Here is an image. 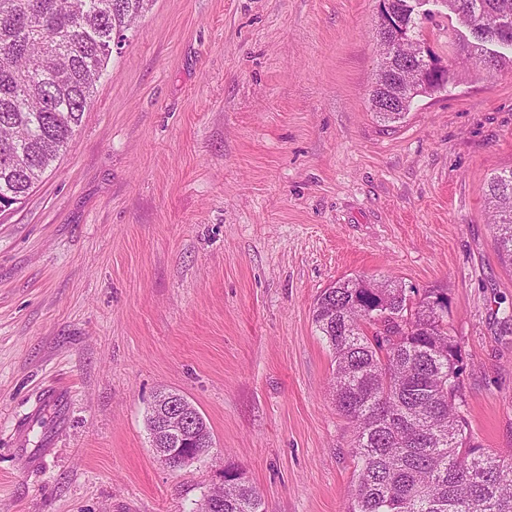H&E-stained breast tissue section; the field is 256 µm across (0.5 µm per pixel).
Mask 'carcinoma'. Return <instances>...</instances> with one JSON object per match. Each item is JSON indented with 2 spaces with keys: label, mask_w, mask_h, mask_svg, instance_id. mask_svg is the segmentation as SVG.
<instances>
[{
  "label": "carcinoma",
  "mask_w": 512,
  "mask_h": 512,
  "mask_svg": "<svg viewBox=\"0 0 512 512\" xmlns=\"http://www.w3.org/2000/svg\"><path fill=\"white\" fill-rule=\"evenodd\" d=\"M152 0H0V201H20L55 169L92 102L115 38ZM475 42L442 73L457 82L462 64L488 74L512 48V0H440ZM380 25L382 54L396 65L420 37L410 0H392ZM381 65L371 110L385 122L408 114L415 98L445 90L408 72L386 88ZM488 210L501 260L512 266V171L488 183ZM448 298L390 278L339 280L319 295L312 319L333 353L336 408L354 425L360 462L348 512H512V458L473 440L463 408L462 349L439 313ZM222 512H264L257 490L224 472Z\"/></svg>",
  "instance_id": "carcinoma-1"
}]
</instances>
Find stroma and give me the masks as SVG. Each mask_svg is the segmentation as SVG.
Here are the masks:
<instances>
[{"label":"stroma","mask_w":512,"mask_h":512,"mask_svg":"<svg viewBox=\"0 0 512 512\" xmlns=\"http://www.w3.org/2000/svg\"><path fill=\"white\" fill-rule=\"evenodd\" d=\"M426 9L455 55L469 30ZM378 24V0H152L55 170L0 211V512H198L228 469L265 512H348L353 427L312 313L358 275L444 291L470 431L512 456V268L486 205L512 171V67L387 126ZM163 390L213 433L177 469L151 447Z\"/></svg>","instance_id":"obj_1"}]
</instances>
